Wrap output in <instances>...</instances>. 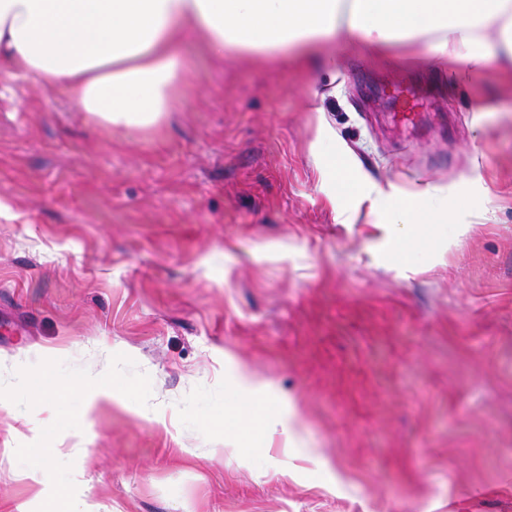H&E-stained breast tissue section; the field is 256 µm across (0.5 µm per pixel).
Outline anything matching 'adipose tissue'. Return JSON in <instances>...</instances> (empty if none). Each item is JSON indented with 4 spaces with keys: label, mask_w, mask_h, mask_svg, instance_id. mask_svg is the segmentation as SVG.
<instances>
[{
    "label": "adipose tissue",
    "mask_w": 512,
    "mask_h": 512,
    "mask_svg": "<svg viewBox=\"0 0 512 512\" xmlns=\"http://www.w3.org/2000/svg\"><path fill=\"white\" fill-rule=\"evenodd\" d=\"M374 50L428 48L437 68L458 74L512 58V0H0V76L21 71L65 90L76 111L109 125L150 127L173 111L185 89L188 64L180 53L191 34L210 53L278 61L305 70L335 62L327 51L337 34ZM398 250L424 245L442 214L453 236L464 233L444 199L424 191L407 200L381 198ZM236 399L224 410L229 445L259 422L265 439L281 435L295 447L299 414H258L268 384L244 364L234 372ZM88 392L89 403L121 402L114 380H58L33 388L38 401L62 392Z\"/></svg>",
    "instance_id": "obj_1"
}]
</instances>
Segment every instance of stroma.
<instances>
[{
  "mask_svg": "<svg viewBox=\"0 0 512 512\" xmlns=\"http://www.w3.org/2000/svg\"><path fill=\"white\" fill-rule=\"evenodd\" d=\"M181 50L147 128L0 78V512H512V62ZM420 190L468 231L402 256L373 202ZM239 362L303 447H225ZM112 375L83 421L29 396Z\"/></svg>",
  "mask_w": 512,
  "mask_h": 512,
  "instance_id": "stroma-1",
  "label": "stroma"
}]
</instances>
